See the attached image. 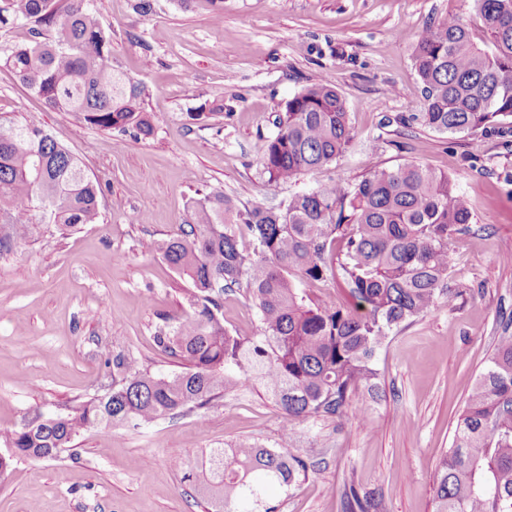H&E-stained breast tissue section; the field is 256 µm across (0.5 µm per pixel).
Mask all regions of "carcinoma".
Masks as SVG:
<instances>
[{"label": "carcinoma", "instance_id": "cac0c4a2", "mask_svg": "<svg viewBox=\"0 0 512 512\" xmlns=\"http://www.w3.org/2000/svg\"><path fill=\"white\" fill-rule=\"evenodd\" d=\"M418 34L421 125L451 136L512 119V0H469ZM32 23L31 39L5 59L52 108L101 131L149 136L141 89L112 65V49L86 0H0V28ZM485 35L475 42L473 27ZM261 159L267 182L295 183L335 163L351 140L343 95L327 78L289 99ZM98 182L75 153L35 124L0 122V255L30 236L33 218L61 234L99 221ZM191 222L150 249L187 278L185 316L157 328L160 351L184 365L171 376L113 365L121 382L64 411L34 414L0 442V476L21 459H53L90 429L149 425L202 409L230 389L257 385L281 411L283 443L299 422L340 418L350 393L379 385L374 357L389 330L429 314L444 294L449 257L472 212L453 178L420 163L376 167L291 194L278 207H239L211 192L190 202ZM342 280L353 307L314 301L293 278ZM247 289L261 330L243 338L224 326V289ZM183 479L214 512H275L272 486L291 487L308 463L256 443L211 448L182 461ZM435 512H512V326L497 336L467 397L452 448L440 460ZM346 512H371L355 487Z\"/></svg>", "mask_w": 512, "mask_h": 512}]
</instances>
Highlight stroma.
Returning a JSON list of instances; mask_svg holds the SVG:
<instances>
[{
  "label": "stroma",
  "instance_id": "1",
  "mask_svg": "<svg viewBox=\"0 0 512 512\" xmlns=\"http://www.w3.org/2000/svg\"><path fill=\"white\" fill-rule=\"evenodd\" d=\"M90 0L112 63L143 91L154 127L116 137L59 112L19 83L4 58L29 27L0 29V117L33 123L76 152L99 182V223L61 236L35 226L0 258V432L37 412L101 392L109 360L125 356L158 374L181 369L153 336L184 315L187 285L147 250L190 218L189 200L213 189L240 204L278 205L295 190L357 180L375 166L420 162L448 173L472 220L451 260L447 288L426 316L394 328L376 355L380 396L358 392L353 418H311L290 453L307 476L272 488L276 512H344L356 488L375 512H434L436 472L467 397L504 323L512 320V122L450 136L409 122L422 111L412 57L418 33L468 0ZM329 77L344 96L353 141L336 164L296 185L267 184L261 156L288 99ZM225 101L231 116L192 119ZM136 211L145 224L129 223ZM224 324L241 336L261 323L245 289L224 293ZM282 415L262 391L227 392L209 408L143 428L93 429L74 451L15 462L0 478V512H203L177 463L242 441L276 448Z\"/></svg>",
  "mask_w": 512,
  "mask_h": 512
}]
</instances>
